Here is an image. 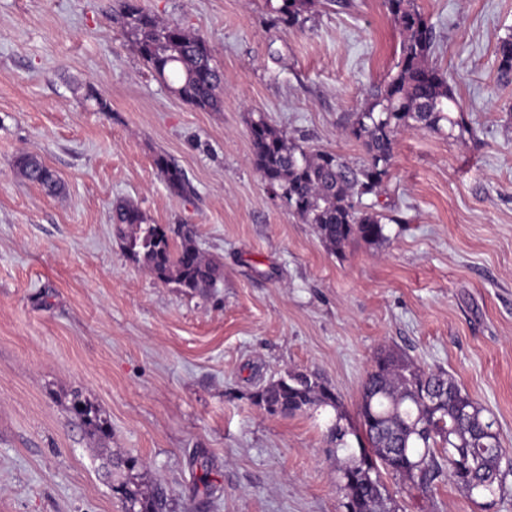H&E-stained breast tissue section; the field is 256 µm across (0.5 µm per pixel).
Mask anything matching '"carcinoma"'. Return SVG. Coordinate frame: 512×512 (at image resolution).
I'll return each instance as SVG.
<instances>
[{
  "label": "carcinoma",
  "mask_w": 512,
  "mask_h": 512,
  "mask_svg": "<svg viewBox=\"0 0 512 512\" xmlns=\"http://www.w3.org/2000/svg\"><path fill=\"white\" fill-rule=\"evenodd\" d=\"M316 0H280L277 20L288 28L301 24ZM403 33L397 71L370 90L368 107L353 115L348 134L365 148V164L349 165L328 151L308 152L270 125L264 116L250 122L253 163L270 191L307 224L316 226L332 250L353 239L369 245L388 241L384 216L363 203L376 195L389 174L395 137L405 130H439L442 123L472 132L458 109L449 78L429 63L434 49L432 27L414 0H383ZM127 35L146 65L171 77V89L202 110H219L223 75L212 63L205 41L173 23H161L137 6L125 8ZM499 80L512 81V34L495 50ZM17 170L49 194L60 184L36 156L21 154ZM169 191L187 193L183 170L166 154L154 159ZM112 224L128 255L156 279L174 283L190 294H205L223 276L222 266L204 257L194 228L181 226L175 236L150 224L140 208L120 202ZM255 404L270 414L294 416L314 407H329L334 420L327 438L346 453L339 479L346 492V512H396L381 480L379 467L422 488L446 474L468 496L496 495L503 486L507 458L494 421L444 370L424 369L407 355L380 351L362 384L359 426L348 430L338 396L314 374L289 372L255 394ZM76 418L95 432L107 430L92 408L76 395ZM354 437L351 444L348 437ZM125 512H163V498L138 489L125 490Z\"/></svg>",
  "instance_id": "obj_1"
}]
</instances>
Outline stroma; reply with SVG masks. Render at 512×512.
<instances>
[{
	"instance_id": "obj_1",
	"label": "stroma",
	"mask_w": 512,
	"mask_h": 512,
	"mask_svg": "<svg viewBox=\"0 0 512 512\" xmlns=\"http://www.w3.org/2000/svg\"><path fill=\"white\" fill-rule=\"evenodd\" d=\"M135 2L206 40L221 111L146 67L124 0H0V512H125L126 484L163 488L165 512H344L324 411L272 415L253 396L313 372L357 424L383 347L447 371L512 449V84L495 57L512 0H415L476 133L401 132L373 199L388 241L338 251L264 185L248 129L262 116L363 164L347 126L402 41L382 0H318L300 28L270 0ZM23 152L60 195L17 172ZM160 153L186 195L168 191ZM119 201L194 226L223 265L217 287L189 294L133 261L112 226ZM76 394L109 433L74 418ZM381 479L399 512H512V470L492 500L445 477ZM154 166L164 178L169 191L176 196L187 193V181L183 170L166 154H158Z\"/></svg>"
}]
</instances>
